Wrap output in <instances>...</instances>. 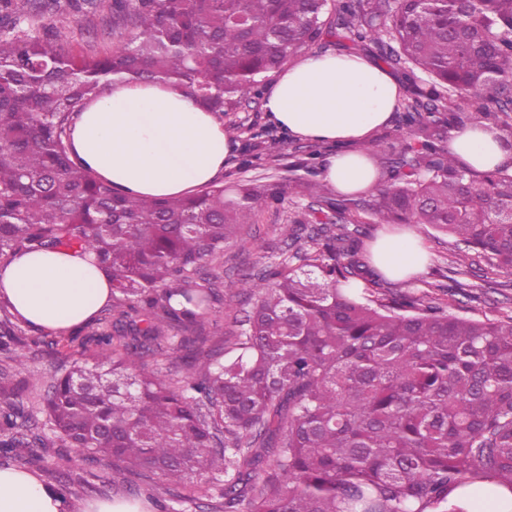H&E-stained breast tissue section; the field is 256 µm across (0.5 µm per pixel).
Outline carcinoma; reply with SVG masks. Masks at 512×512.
I'll return each instance as SVG.
<instances>
[{
  "label": "carcinoma",
  "instance_id": "cac0c4a2",
  "mask_svg": "<svg viewBox=\"0 0 512 512\" xmlns=\"http://www.w3.org/2000/svg\"><path fill=\"white\" fill-rule=\"evenodd\" d=\"M0 0V268L15 256L89 251L112 282L78 361L34 396L30 346L0 303V458L58 471L49 448L162 479L166 512H467L480 488L512 512V313L452 314L381 288L364 242L330 212L429 226L512 274V165L478 171L444 146L467 123L512 148V0ZM101 13L112 48L73 52L44 23ZM37 17L42 35L18 27ZM345 32L403 73L402 126L375 198H319L312 224H283L291 254L241 284L249 314L204 348L224 303V245L282 184L201 186L153 200L120 193L74 153L72 131L107 84L190 90L218 117L291 55ZM178 361L172 377L144 359Z\"/></svg>",
  "mask_w": 512,
  "mask_h": 512
}]
</instances>
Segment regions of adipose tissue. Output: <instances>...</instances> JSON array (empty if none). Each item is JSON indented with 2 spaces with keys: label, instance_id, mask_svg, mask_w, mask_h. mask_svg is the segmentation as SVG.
I'll list each match as a JSON object with an SVG mask.
<instances>
[{
  "label": "adipose tissue",
  "instance_id": "obj_1",
  "mask_svg": "<svg viewBox=\"0 0 512 512\" xmlns=\"http://www.w3.org/2000/svg\"><path fill=\"white\" fill-rule=\"evenodd\" d=\"M389 70L361 53L310 51L284 64L265 98L268 119L283 133L338 142L320 177L341 194L375 188L378 170L359 145L387 126L401 96ZM74 152L104 181L132 196L171 197L214 182L234 148L223 122L192 95L165 81L110 84L81 113ZM448 150L460 164L490 170L512 161L496 130L467 125L451 130ZM93 254L42 252L0 268V297L35 329L62 330L91 319L110 299ZM427 253L410 232H388L372 248V264L387 277L419 273ZM0 512H150L138 502L63 501L35 474L0 468Z\"/></svg>",
  "mask_w": 512,
  "mask_h": 512
}]
</instances>
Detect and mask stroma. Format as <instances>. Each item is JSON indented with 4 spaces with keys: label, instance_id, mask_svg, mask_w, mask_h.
Returning a JSON list of instances; mask_svg holds the SVG:
<instances>
[{
    "label": "stroma",
    "instance_id": "stroma-1",
    "mask_svg": "<svg viewBox=\"0 0 512 512\" xmlns=\"http://www.w3.org/2000/svg\"><path fill=\"white\" fill-rule=\"evenodd\" d=\"M224 129L234 139L236 147L224 167L221 184L231 187L241 182L263 184L278 180L286 186L282 205L265 210L240 239L230 240L224 247V303L216 317L217 323L209 329L210 341H217L225 329L228 314L245 309L244 296L238 295L241 280L256 275L265 263L274 261L288 245L278 227L296 220H306L316 200L309 194L305 170L294 168L296 157L314 154L316 164L335 154L331 143L290 138L280 133L268 120L262 97H254L236 111L225 113ZM417 235L426 247L430 259L425 270L414 277L413 287L430 291L437 304L460 316L480 318L512 310V276H499L497 284L487 289L483 303L470 305L459 294L449 293L453 281H478V266L460 267L456 262L457 246L453 237L429 227H417ZM89 332L88 326L58 332L57 356L30 351V366L44 375H51L58 365L73 359L88 361L91 353L82 344Z\"/></svg>",
    "mask_w": 512,
    "mask_h": 512
}]
</instances>
